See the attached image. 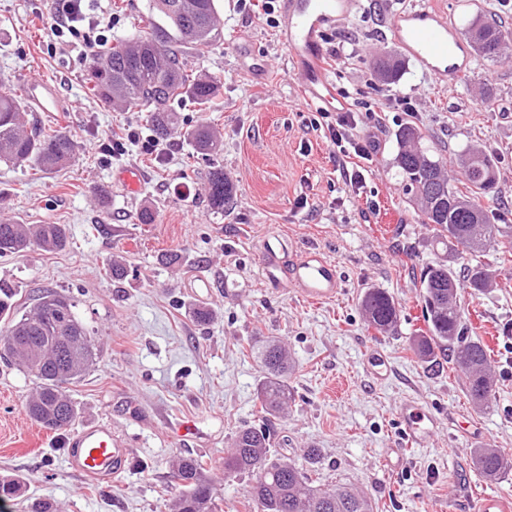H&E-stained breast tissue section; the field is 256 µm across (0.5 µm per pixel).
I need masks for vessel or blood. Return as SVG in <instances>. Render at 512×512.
Here are the masks:
<instances>
[{
    "mask_svg": "<svg viewBox=\"0 0 512 512\" xmlns=\"http://www.w3.org/2000/svg\"><path fill=\"white\" fill-rule=\"evenodd\" d=\"M354 7V0H283L285 25L280 40L290 53L307 102L321 103L331 109L339 102L321 63L320 38L325 28L352 13ZM389 29L399 49L434 76L442 89L453 90L470 72L473 52L469 38L435 5L427 2L395 14L389 21ZM26 93L36 111L64 109L57 85L47 80H28ZM259 261L265 280L287 282L309 300L331 301L341 291L334 263L314 252L290 255L284 237H266L259 247ZM396 416L402 445L393 454L399 461L404 447H420L434 437L439 418L412 397L399 402ZM71 445L72 466L89 476H115L123 471L131 457L126 443L108 421L84 425L75 432Z\"/></svg>",
    "mask_w": 512,
    "mask_h": 512,
    "instance_id": "vessel-or-blood-1",
    "label": "vessel or blood"
}]
</instances>
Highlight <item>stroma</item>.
<instances>
[{"label": "stroma", "instance_id": "obj_1", "mask_svg": "<svg viewBox=\"0 0 512 512\" xmlns=\"http://www.w3.org/2000/svg\"><path fill=\"white\" fill-rule=\"evenodd\" d=\"M423 0H356L350 16L321 37L324 68L337 92L385 110L376 130L378 148L365 164V183L352 191L337 169L333 148L309 120L317 105L305 101L288 51L279 40L282 12L267 16L245 0H217L220 34L209 48L185 49L189 69L218 77L214 109L191 99L173 101L180 115L176 148L162 157L126 141L129 130L152 134L145 113L118 110L92 92L88 65L74 61L66 44L51 45L50 0H0V87L25 92L29 78L57 82L67 104L56 115L27 110V127L70 132L79 148L74 163L45 172L34 165H0V215L27 224H62L68 241L59 251L33 248L0 257V282L17 288V308L54 291L72 298L75 312L99 350L96 363L71 395L77 425L112 421L133 458L115 479L74 472L65 431H50L26 414L29 379L0 359V479L22 478V492L7 512H24L32 498L58 512H170L181 490L173 465L202 457L224 499L223 512H250L248 475L223 477L219 463L235 433L268 424L271 452L311 473L328 488L345 484L364 492L375 512H438L468 496L492 492L512 504V468L483 478L474 466L475 445L461 433L462 417L486 432V444L512 459V257L481 256L495 276L480 294L462 290L470 335L490 349L494 397L476 410L466 378L451 356L421 361L414 339L426 335L420 272L444 259L433 245V225L420 223L405 201L393 158L397 134L416 122L446 164L468 145L493 159L496 198L486 200L498 221L512 225V57H474L471 72L445 93L418 63L402 57L396 79L379 81L377 58L396 53L388 22ZM460 28L477 16L500 19L512 31V5L502 0H433ZM147 0H101L114 16L111 39L134 41L147 25ZM344 53H337L339 41ZM411 98L415 115L395 109ZM224 140L212 158L188 136L200 123ZM126 142L124 154L103 158L101 144ZM233 181L236 205L227 215L208 204L213 165ZM134 169L140 190L129 194L114 174ZM151 210L154 221L141 223ZM277 233L295 249L313 248L337 266L340 296L313 303L292 288L267 283L258 263L261 241ZM177 261H169V254ZM122 277L109 271L112 261ZM382 288L400 310L396 329L368 328L360 309L366 289ZM207 307L214 320L196 323L192 310ZM285 344L291 357L288 408L265 418L256 355L265 340ZM386 353L391 371L376 383L368 376V345ZM411 396L436 410L437 434L405 450L388 468L385 456L400 446L396 408ZM192 419L197 432L182 443L172 434ZM317 448V462L305 452Z\"/></svg>", "mask_w": 512, "mask_h": 512}]
</instances>
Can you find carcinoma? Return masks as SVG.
I'll list each match as a JSON object with an SVG mask.
<instances>
[{
    "mask_svg": "<svg viewBox=\"0 0 512 512\" xmlns=\"http://www.w3.org/2000/svg\"><path fill=\"white\" fill-rule=\"evenodd\" d=\"M148 27L135 42L120 41L112 48L96 52L91 58L93 91L105 103L118 109L136 107L147 113L160 138L179 127L177 113L170 102L190 97L200 106H211L217 91L212 76H196L186 69L182 49L202 51L214 40L218 10L216 0H147ZM478 28L483 45L475 46L481 57L496 59L501 26L481 18L473 19L468 30ZM401 68L394 55L380 58L376 75L382 82L394 80ZM22 98L0 93V163L22 166L33 163L52 171L72 164L76 157L73 136L60 130L24 129ZM195 147L213 156L222 148L218 136L206 125L189 132ZM422 130L406 124L397 137L398 151L394 167L406 202L418 213L423 224H431L436 241L453 252L455 245L468 244L469 253L477 257L491 244L501 253L512 255V235L494 223L491 211L482 198L495 187L496 170L483 150L470 146L457 154L455 162L464 178L458 187L444 171L441 159L422 148ZM235 188L218 166L208 178V202L211 208L229 212L234 204ZM67 243L63 224H23L11 219L0 220V256L18 255L37 246L57 250ZM492 273L477 263L464 268L463 277L443 259L426 267L420 278L428 335L415 343L418 357L428 362L438 351H451L464 372L468 395L479 408L491 398L487 374L488 347L468 335L463 321L458 290L473 293L487 290ZM16 293L0 284V318L7 321L3 336H20L22 340L0 351V356L14 360L33 384V394L26 403L29 418L41 427L60 431L71 428L78 409L70 395L77 383L94 365L98 347L85 324L77 317L70 298L49 293L36 306L17 312ZM361 308L369 327L380 333L391 330L399 318V309L382 288H371L361 299ZM264 373L260 385L261 410L279 412L292 393L286 383L291 363L281 344L270 340L261 352ZM271 434L264 425L245 428L237 433L233 448L224 457V473L254 475L247 497L254 512H373L371 500L349 486L323 489L307 473L282 459L272 460L269 452ZM480 473L494 479L509 466L497 448L483 447L474 452ZM176 477L182 491L171 504V512H221V498L212 480L204 476L206 462L184 456L177 460Z\"/></svg>",
    "mask_w": 512,
    "mask_h": 512,
    "instance_id": "cac0c4a2",
    "label": "carcinoma"
}]
</instances>
